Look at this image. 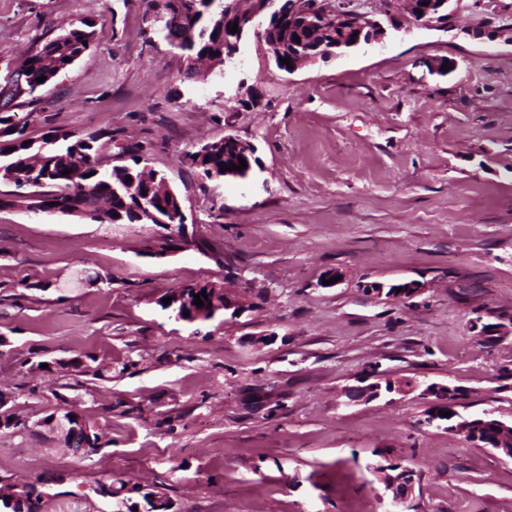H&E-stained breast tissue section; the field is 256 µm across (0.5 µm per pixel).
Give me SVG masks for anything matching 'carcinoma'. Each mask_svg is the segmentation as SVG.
<instances>
[{"label": "carcinoma", "instance_id": "carcinoma-1", "mask_svg": "<svg viewBox=\"0 0 512 512\" xmlns=\"http://www.w3.org/2000/svg\"><path fill=\"white\" fill-rule=\"evenodd\" d=\"M162 5V20L154 35L169 46L181 51L188 62L185 77L195 76L197 61L206 59L214 77L224 78V56L241 48L250 34L262 40L266 49L276 56L274 63L281 71L288 65L281 60L296 59L298 54L318 52L321 45H348L352 35L359 32L351 16L353 10L345 9L342 0H304L305 11L288 14V4L293 0H278V11L264 9L265 0H257L255 8L260 15L255 23L260 31L253 32V25L224 13V0H147V6ZM337 11L344 20L334 23L326 11ZM238 24L232 33L229 27ZM300 41H295L294 37ZM95 38L94 24L62 32L44 42L28 56V61L8 75L11 88L5 90L6 100L0 112V135L8 137L0 143V182L16 189H40L42 205L50 210L74 215L85 213L89 220L100 224H172L179 215L182 202L180 193L167 184L165 175L156 170L148 171L150 179L157 180L160 189L148 192L139 179L140 157L132 156V164L105 166L103 134L74 138L63 133L41 143L29 139L26 126L14 120L8 111L14 97L22 92L32 95L44 83L37 78L44 76L51 81L61 72L82 59L90 50ZM244 158L247 168L221 171L224 164H239ZM189 165L204 181L223 182L243 179L257 160L238 150L233 139L220 138L201 144L186 153ZM69 174H63L64 170ZM189 297L204 291L208 300L203 308L224 302V293L214 292L208 284L196 282L187 286ZM21 492L25 502L10 507L0 503V512H39L41 495L26 485Z\"/></svg>", "mask_w": 512, "mask_h": 512}]
</instances>
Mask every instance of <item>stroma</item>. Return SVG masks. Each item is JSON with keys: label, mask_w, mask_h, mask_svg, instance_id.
Segmentation results:
<instances>
[{"label": "stroma", "mask_w": 512, "mask_h": 512, "mask_svg": "<svg viewBox=\"0 0 512 512\" xmlns=\"http://www.w3.org/2000/svg\"><path fill=\"white\" fill-rule=\"evenodd\" d=\"M453 9L447 29L292 74L252 37L241 71L192 82L176 49L146 46L143 0H0V80L95 24L87 56L15 98L28 137L108 133L114 165L141 144L186 216L178 237L0 209V390L27 420L0 431V483L35 486L41 512H389L378 460L414 470L406 512H512V460L424 426L418 389L459 387L461 415L512 422V344L472 328L512 327V0ZM228 134L259 168L201 183L186 151ZM201 280L250 308L171 319L159 298ZM409 281L403 302L368 290ZM373 370L415 386L347 401ZM61 395L104 428L90 457L39 425Z\"/></svg>", "instance_id": "35a3bbf8"}]
</instances>
